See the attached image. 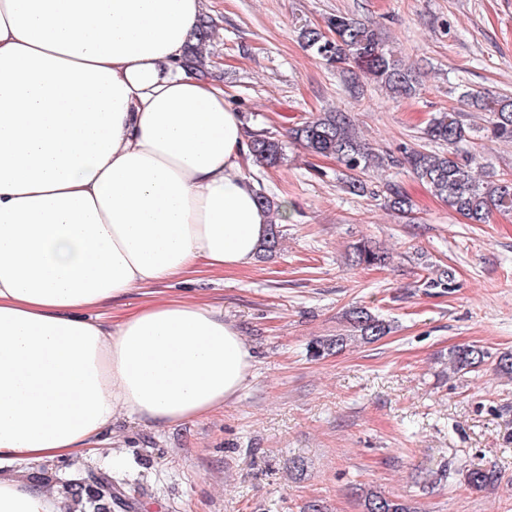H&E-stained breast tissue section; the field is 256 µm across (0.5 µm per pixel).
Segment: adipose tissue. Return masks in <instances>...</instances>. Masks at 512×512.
I'll return each instance as SVG.
<instances>
[{
	"mask_svg": "<svg viewBox=\"0 0 512 512\" xmlns=\"http://www.w3.org/2000/svg\"><path fill=\"white\" fill-rule=\"evenodd\" d=\"M207 4L0 0V512H80L21 465L111 447L120 417L209 416L251 375L205 302L98 313L264 235L241 114L182 64ZM145 302L144 297L134 293L132 296L106 303L98 313L111 318L112 322H117L136 313Z\"/></svg>",
	"mask_w": 512,
	"mask_h": 512,
	"instance_id": "ef3b65f1",
	"label": "adipose tissue"
}]
</instances>
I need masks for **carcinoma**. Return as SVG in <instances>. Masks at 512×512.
Here are the masks:
<instances>
[{"label":"carcinoma","mask_w":512,"mask_h":512,"mask_svg":"<svg viewBox=\"0 0 512 512\" xmlns=\"http://www.w3.org/2000/svg\"><path fill=\"white\" fill-rule=\"evenodd\" d=\"M214 27L212 19L200 21L194 41L187 45L184 64L207 73L202 47L210 41ZM302 46L316 58L336 68L344 80L356 85L357 73L370 76L392 96L416 94L419 80L415 70L385 49L378 29L347 14L327 18L326 28L305 24L300 28ZM461 98L487 116L486 125L470 127L461 119V113L451 106L434 114L423 129L424 138L447 147L445 151L405 149L402 158L395 159L379 153L366 143L356 131L354 121L346 112H316L288 131L290 139L306 151L332 156L343 168L346 186L356 194H383L385 204L401 218L413 211L410 198L395 184L388 182L382 192L368 190L364 176L370 169L386 164L406 166L418 179L426 182L434 195L472 224H485L496 211L512 212V175L502 174L496 179L487 174L488 163L476 142V134L491 141L512 142V95L487 97L469 89ZM249 156L262 167H275L284 160L282 141L270 132L257 131L249 135ZM282 225H266V234L259 252L272 256L280 250ZM352 261L357 265L373 266L385 257L368 241L354 244ZM348 329L311 345L315 356L334 350L341 351L352 343H374L390 332L389 324L366 306H353L346 313ZM488 352L475 344L460 345L448 352V361L457 373L467 374L480 367ZM499 480L493 468L473 467L466 471V485L475 491L486 489ZM94 487L88 489L84 508L86 512H108L119 500L112 480L93 476ZM362 512H416L411 504L372 488H354Z\"/></svg>","instance_id":"cac0c4a2"}]
</instances>
